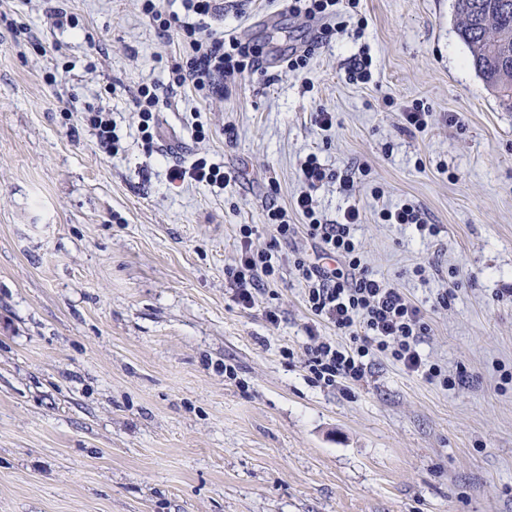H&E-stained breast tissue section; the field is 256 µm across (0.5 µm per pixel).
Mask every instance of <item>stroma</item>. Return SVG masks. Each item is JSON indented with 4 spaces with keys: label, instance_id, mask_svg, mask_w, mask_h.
<instances>
[{
    "label": "stroma",
    "instance_id": "obj_1",
    "mask_svg": "<svg viewBox=\"0 0 512 512\" xmlns=\"http://www.w3.org/2000/svg\"><path fill=\"white\" fill-rule=\"evenodd\" d=\"M53 3L73 28L51 30L42 0H0L28 27H0V512H512V111L473 69L454 0H360L298 73L278 57L313 22L285 0H224L212 29L259 43L266 69L224 99L168 88L182 46L139 0ZM151 83L149 149L136 95ZM417 104L412 135L399 114ZM98 110L118 155L83 120ZM311 153L333 174L323 221L359 207L364 263L423 309L422 351L462 385L382 358L349 392L322 387L294 271L234 302L240 225L262 248L269 202L302 223ZM202 156L236 183L168 181ZM404 203L439 235L381 221ZM90 125L98 143L110 154L117 155L120 151V136L117 125L112 121L111 112H95L89 118Z\"/></svg>",
    "mask_w": 512,
    "mask_h": 512
}]
</instances>
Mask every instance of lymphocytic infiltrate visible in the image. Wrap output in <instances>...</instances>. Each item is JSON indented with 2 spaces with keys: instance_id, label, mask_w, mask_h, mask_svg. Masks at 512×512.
Masks as SVG:
<instances>
[{
  "instance_id": "1",
  "label": "lymphocytic infiltrate",
  "mask_w": 512,
  "mask_h": 512,
  "mask_svg": "<svg viewBox=\"0 0 512 512\" xmlns=\"http://www.w3.org/2000/svg\"><path fill=\"white\" fill-rule=\"evenodd\" d=\"M140 2L142 14L157 23L161 34H175L184 46L180 62L170 69L172 84L192 86L202 97H221L228 93L231 79L263 71V53L255 43L232 30L203 26V18L216 13L218 0H182L179 13L162 12L158 0ZM167 175L172 182L191 180L220 189L232 180L223 167L203 157L188 166L172 165ZM299 176L304 189L294 207L303 223H289L286 209L269 206L266 222L273 236L263 248L253 245V225L239 227V256L224 270L236 303L253 308L260 286L277 282L284 266H291L309 315L336 332L332 338L309 336L304 367L315 382L326 387L361 382L375 359L384 358L431 384L445 388L462 383V376H449L447 369L423 355L421 344L430 327L421 307L363 263L353 235L361 222L359 208L347 207L340 222H322L316 193L328 178L327 170L310 154L301 161ZM299 237L317 244L319 255L297 248L281 252L282 243Z\"/></svg>"
}]
</instances>
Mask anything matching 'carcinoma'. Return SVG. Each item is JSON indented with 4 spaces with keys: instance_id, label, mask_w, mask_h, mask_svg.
Wrapping results in <instances>:
<instances>
[{
    "instance_id": "cac0c4a2",
    "label": "carcinoma",
    "mask_w": 512,
    "mask_h": 512,
    "mask_svg": "<svg viewBox=\"0 0 512 512\" xmlns=\"http://www.w3.org/2000/svg\"><path fill=\"white\" fill-rule=\"evenodd\" d=\"M454 10L478 76L512 110V0H455Z\"/></svg>"
}]
</instances>
